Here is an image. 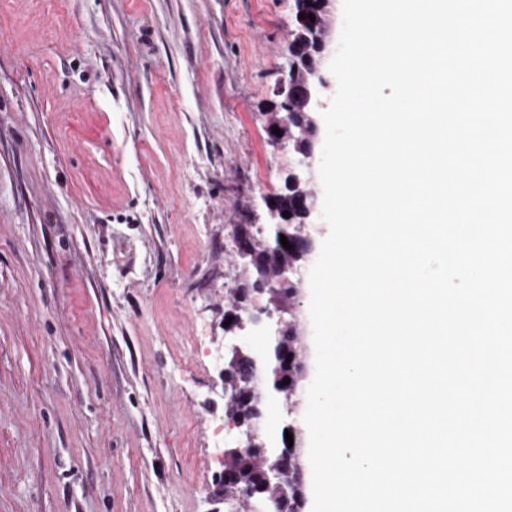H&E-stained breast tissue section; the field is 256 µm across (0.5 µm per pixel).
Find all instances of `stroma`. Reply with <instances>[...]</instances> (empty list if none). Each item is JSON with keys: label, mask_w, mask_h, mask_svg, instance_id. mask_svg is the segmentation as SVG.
Segmentation results:
<instances>
[{"label": "stroma", "mask_w": 512, "mask_h": 512, "mask_svg": "<svg viewBox=\"0 0 512 512\" xmlns=\"http://www.w3.org/2000/svg\"><path fill=\"white\" fill-rule=\"evenodd\" d=\"M294 0H0V512H207L234 226Z\"/></svg>", "instance_id": "obj_1"}]
</instances>
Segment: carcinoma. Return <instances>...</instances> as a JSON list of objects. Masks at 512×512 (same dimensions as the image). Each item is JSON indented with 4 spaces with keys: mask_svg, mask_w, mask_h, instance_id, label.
I'll return each mask as SVG.
<instances>
[{
    "mask_svg": "<svg viewBox=\"0 0 512 512\" xmlns=\"http://www.w3.org/2000/svg\"><path fill=\"white\" fill-rule=\"evenodd\" d=\"M313 31L294 23L289 39L295 43L300 54L297 62L306 68L310 58L316 56L317 48ZM280 135L288 138L289 146L296 153L310 149L311 126L303 112L290 113L288 127L280 130ZM306 195L304 185L297 183L293 176L285 179L284 192L264 199L268 206L287 211L289 223L266 224L264 233H259L255 224H237L234 233V252L241 259L240 278L236 288L230 292L231 302L224 309V317L232 318L230 326L237 325L239 317L249 313L253 298L262 296L265 307H294L299 305L298 292L290 288L272 287L271 278L276 273L280 257L288 258L295 266L301 263V252L297 247V235L307 229L303 215L297 210L299 198ZM285 236L292 248L281 245L280 236ZM251 353L228 350L224 354V416L235 422L247 424L266 414L268 401L284 398V394L298 388L304 378L306 344L300 330L289 326L280 336L270 337V345L262 355L266 365L260 384L249 377V357ZM290 383H285V380ZM293 435V446L285 447V436L274 442L267 430L258 431L254 443L243 448L230 447L224 451V499L240 501L241 493H246L253 503H261L268 512L280 506L281 499L267 481V474L286 467L300 452V434L289 430ZM304 485L299 474L288 472V512H302Z\"/></svg>",
    "mask_w": 512,
    "mask_h": 512,
    "instance_id": "cac0c4a2",
    "label": "carcinoma"
}]
</instances>
